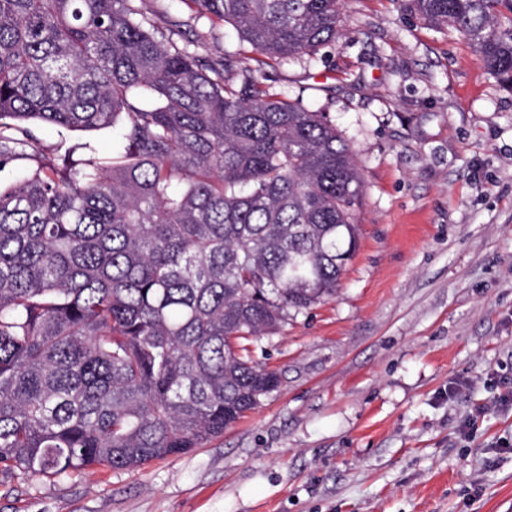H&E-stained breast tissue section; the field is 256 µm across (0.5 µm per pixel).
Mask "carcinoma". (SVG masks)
Listing matches in <instances>:
<instances>
[{
    "mask_svg": "<svg viewBox=\"0 0 512 512\" xmlns=\"http://www.w3.org/2000/svg\"><path fill=\"white\" fill-rule=\"evenodd\" d=\"M215 63L135 0H0V474L64 479L202 448L279 386L249 345L336 296L364 183L264 68L334 42L339 0H181ZM512 91V0H405ZM110 128L46 159L34 126ZM142 8L171 42L179 47L189 45L210 61L224 60V53L238 49L237 33L224 22L213 24L199 16L186 4L169 0H143ZM201 42L202 46H198Z\"/></svg>",
    "mask_w": 512,
    "mask_h": 512,
    "instance_id": "obj_1",
    "label": "carcinoma"
}]
</instances>
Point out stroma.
<instances>
[{"label":"stroma","instance_id":"obj_1","mask_svg":"<svg viewBox=\"0 0 512 512\" xmlns=\"http://www.w3.org/2000/svg\"><path fill=\"white\" fill-rule=\"evenodd\" d=\"M142 8L212 61L228 25ZM270 91L327 112L356 155L362 235L335 297L252 347L280 385L206 447L135 470L0 477V512H512V92L401 0H341ZM53 158L112 132L43 125Z\"/></svg>","mask_w":512,"mask_h":512}]
</instances>
